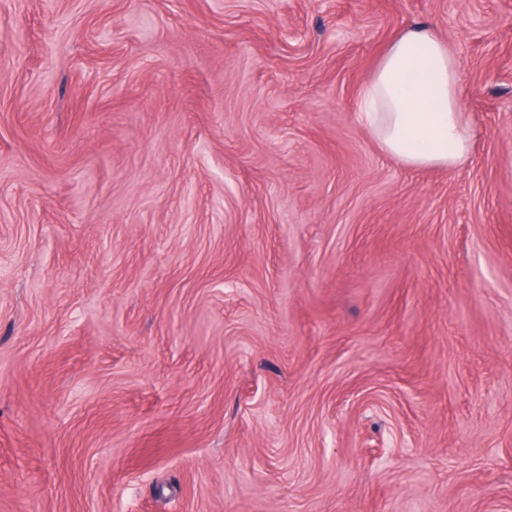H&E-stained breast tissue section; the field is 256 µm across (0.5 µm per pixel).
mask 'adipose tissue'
<instances>
[{
	"instance_id": "ef3b65f1",
	"label": "adipose tissue",
	"mask_w": 512,
	"mask_h": 512,
	"mask_svg": "<svg viewBox=\"0 0 512 512\" xmlns=\"http://www.w3.org/2000/svg\"><path fill=\"white\" fill-rule=\"evenodd\" d=\"M458 61L428 25L387 48L359 96V112L379 146L412 167L452 168L470 152L460 106Z\"/></svg>"
}]
</instances>
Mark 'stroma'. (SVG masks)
<instances>
[{
	"instance_id": "1",
	"label": "stroma",
	"mask_w": 512,
	"mask_h": 512,
	"mask_svg": "<svg viewBox=\"0 0 512 512\" xmlns=\"http://www.w3.org/2000/svg\"><path fill=\"white\" fill-rule=\"evenodd\" d=\"M0 512H512V0H0ZM458 61L426 25L387 48L359 96V112L379 146L411 167L452 168L470 152L460 106Z\"/></svg>"
}]
</instances>
